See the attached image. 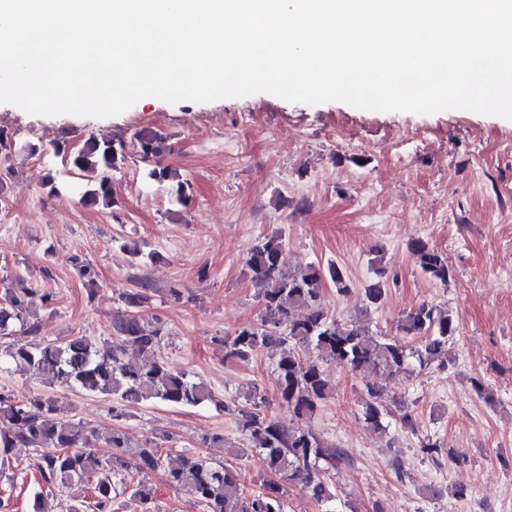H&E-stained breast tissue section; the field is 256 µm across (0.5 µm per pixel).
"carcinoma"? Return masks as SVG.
<instances>
[{
	"mask_svg": "<svg viewBox=\"0 0 512 512\" xmlns=\"http://www.w3.org/2000/svg\"><path fill=\"white\" fill-rule=\"evenodd\" d=\"M163 137L153 131L138 136L141 156L148 161L160 152ZM119 153L109 140L90 138L70 156L69 166L80 172H95L118 165ZM89 201L112 204V185L103 176L87 193ZM415 264L430 278L445 285L451 276L448 258L417 239L410 244ZM258 290L260 310L256 322L224 338V356L247 360L265 349L279 350L273 361L277 395L293 424L261 414L265 398L253 392L233 410L239 431L248 437L269 479L249 488L241 470L206 457L184 456L175 466L166 464L160 443L147 440L129 446L119 430L109 438L114 452L102 459L90 448L77 424L64 415L56 401L42 396L26 403L0 394V447L25 445L35 454V465L44 486L36 494L33 512H45L42 501L51 496L65 502L66 512H121L129 504L152 512L153 487L141 479L128 478L129 471L147 474L164 472L168 486L196 498L202 512H286L281 483L301 486L316 502L328 504L335 498L329 484L330 472L342 460L339 449L325 444L303 420L312 416L329 395L323 364L346 366L366 380L381 371L392 377L412 366L425 369L448 360L458 325L451 311L422 303L397 325L400 336L374 333L360 320L343 324L331 317L323 305V289L331 282L336 293H349L350 284L341 268L330 263L313 264L302 271L288 265L282 238L267 237L245 260ZM386 283H370L364 291L366 307L381 302ZM129 313L112 323L123 347L87 336L32 346L15 338L16 326L32 333L24 313L32 301L8 292L0 298V363H9L34 374L49 373L63 387L111 396L120 401H161L176 406H200L215 401L207 383L185 372L172 370L160 354V325L138 313L144 300L140 293L122 294ZM136 351L139 362H124V349ZM368 399L362 419L375 431L386 429L388 410L381 390L365 383Z\"/></svg>",
	"mask_w": 512,
	"mask_h": 512,
	"instance_id": "obj_1",
	"label": "carcinoma"
}]
</instances>
